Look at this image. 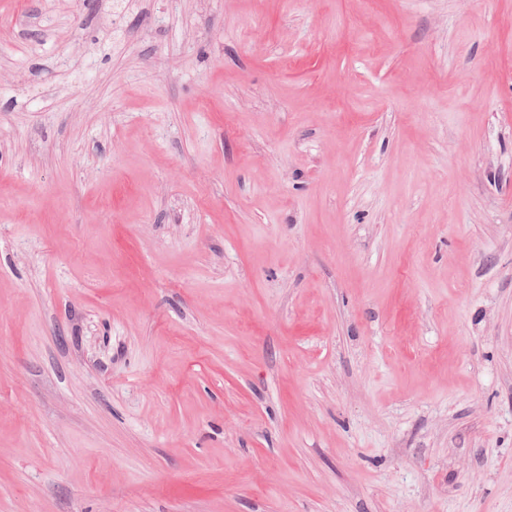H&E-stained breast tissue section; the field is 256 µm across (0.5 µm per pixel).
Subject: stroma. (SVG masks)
I'll list each match as a JSON object with an SVG mask.
<instances>
[{
    "mask_svg": "<svg viewBox=\"0 0 512 512\" xmlns=\"http://www.w3.org/2000/svg\"><path fill=\"white\" fill-rule=\"evenodd\" d=\"M0 512H512V0H0Z\"/></svg>",
    "mask_w": 512,
    "mask_h": 512,
    "instance_id": "1",
    "label": "stroma"
}]
</instances>
